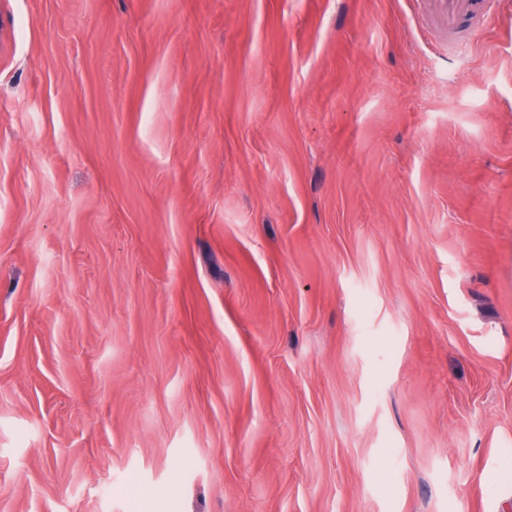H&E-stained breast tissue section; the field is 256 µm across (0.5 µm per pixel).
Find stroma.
<instances>
[{"mask_svg":"<svg viewBox=\"0 0 512 512\" xmlns=\"http://www.w3.org/2000/svg\"><path fill=\"white\" fill-rule=\"evenodd\" d=\"M0 512H512V0H0ZM443 19L448 26V48L458 46L461 24L480 18L486 12L488 0H421Z\"/></svg>","mask_w":512,"mask_h":512,"instance_id":"stroma-1","label":"stroma"}]
</instances>
